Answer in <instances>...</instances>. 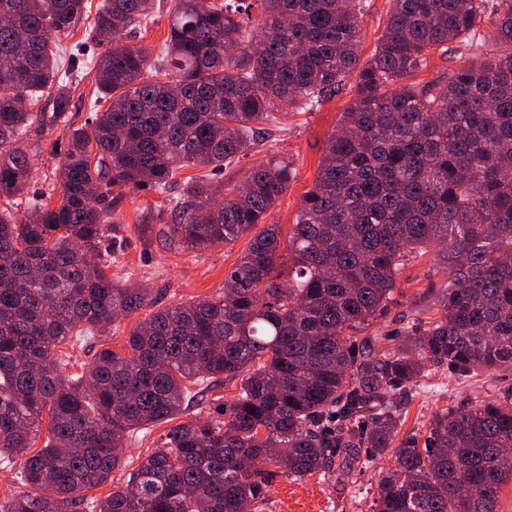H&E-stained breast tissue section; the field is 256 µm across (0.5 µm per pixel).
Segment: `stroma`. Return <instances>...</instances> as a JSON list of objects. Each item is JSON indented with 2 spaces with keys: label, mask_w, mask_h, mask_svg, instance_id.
Instances as JSON below:
<instances>
[{
  "label": "stroma",
  "mask_w": 512,
  "mask_h": 512,
  "mask_svg": "<svg viewBox=\"0 0 512 512\" xmlns=\"http://www.w3.org/2000/svg\"><path fill=\"white\" fill-rule=\"evenodd\" d=\"M100 2L87 0L86 14L72 33L61 37L64 58L82 61L101 52V45L90 33ZM356 91V79L351 76L339 95L315 111L275 110L274 121L270 125L271 136L261 141L248 157L232 163L224 172L214 174L213 182L222 185L241 181L253 165L273 155L292 160L297 169L296 177L266 217L267 223L290 231L296 222L303 195L317 178L325 143L336 131L340 116L352 103ZM39 143L27 189L31 195L59 188L55 165L65 139L60 130H47L40 135ZM169 205L168 197L149 188L125 195L116 211V218L125 228L130 243L122 254L113 258L109 277L149 288L159 307L218 296L224 287L225 275L248 250L250 235H243L232 244L200 252L173 251L157 238L151 244H142L136 232L142 211ZM447 282V275L435 263L432 254L413 257L400 273V285L394 292L388 312L368 326V334L397 333L402 318L412 313L423 318L434 316V294ZM145 316V311L141 310L121 318L99 341L70 347L69 352L76 365L90 363L96 351L104 347L120 354L126 353L130 330ZM428 383L429 390L413 398L406 407L402 432L423 429L434 413L466 406L512 386V372H497L489 377L480 372L463 379L443 364L433 368ZM392 465V456L386 454L348 475L337 472L325 477L315 475L302 481L277 477L268 488L267 512H374L380 476Z\"/></svg>",
  "instance_id": "obj_1"
}]
</instances>
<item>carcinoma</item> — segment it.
<instances>
[{"mask_svg":"<svg viewBox=\"0 0 512 512\" xmlns=\"http://www.w3.org/2000/svg\"><path fill=\"white\" fill-rule=\"evenodd\" d=\"M172 2L154 56L122 39L157 0H103L91 31L110 41L92 64L110 104L75 128L55 36L86 0H0V464L29 487L0 512H265L276 476L324 477L390 448L376 512H498L512 482V387L434 414L423 438L397 436L429 367L512 371V0H390L362 65L363 0ZM484 21L491 35L475 44ZM449 44L479 59L442 83H406ZM353 72L356 98L288 235V279L277 224L216 298L154 311L147 289L106 274L126 246L114 220L126 189L172 195L139 223L159 225L172 250L226 245L264 223L295 177L290 160L222 186L178 171H223L264 138L274 109L311 112ZM48 89L52 111H34ZM44 129L66 139L60 197L24 203ZM428 250L448 275L437 316L403 319L399 340L357 337ZM145 307L129 353L103 348L83 373L65 372L60 346ZM227 379L239 381L231 403L180 420ZM163 424L122 488L85 495L124 467L128 439Z\"/></svg>","mask_w":512,"mask_h":512,"instance_id":"1","label":"carcinoma"}]
</instances>
